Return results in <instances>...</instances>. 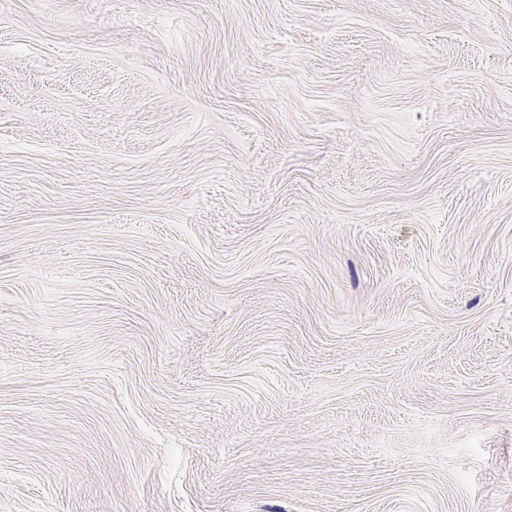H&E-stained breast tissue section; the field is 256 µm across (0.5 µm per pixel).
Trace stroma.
Segmentation results:
<instances>
[{"label": "stroma", "mask_w": 512, "mask_h": 512, "mask_svg": "<svg viewBox=\"0 0 512 512\" xmlns=\"http://www.w3.org/2000/svg\"><path fill=\"white\" fill-rule=\"evenodd\" d=\"M0 512H512V0H0Z\"/></svg>", "instance_id": "35a3bbf8"}]
</instances>
